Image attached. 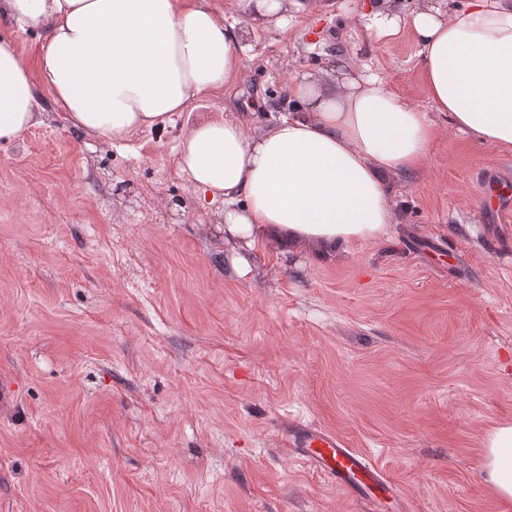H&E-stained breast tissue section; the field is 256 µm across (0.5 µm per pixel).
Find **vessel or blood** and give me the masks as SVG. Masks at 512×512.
I'll return each mask as SVG.
<instances>
[{
	"label": "vessel or blood",
	"mask_w": 512,
	"mask_h": 512,
	"mask_svg": "<svg viewBox=\"0 0 512 512\" xmlns=\"http://www.w3.org/2000/svg\"><path fill=\"white\" fill-rule=\"evenodd\" d=\"M280 442L290 455L360 498L389 491L385 472L340 437L301 421H282Z\"/></svg>",
	"instance_id": "b4317fda"
}]
</instances>
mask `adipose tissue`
<instances>
[{
    "label": "adipose tissue",
    "instance_id": "adipose-tissue-1",
    "mask_svg": "<svg viewBox=\"0 0 512 512\" xmlns=\"http://www.w3.org/2000/svg\"><path fill=\"white\" fill-rule=\"evenodd\" d=\"M250 23L285 26L310 0H244ZM0 23L44 33L36 67L0 38V139L42 123L46 89L63 123L111 145L166 128L192 98L223 88L239 70L248 25L213 0H0ZM430 100L450 125L512 153V0H468L449 12L415 11ZM294 109L254 133L236 115L186 124L176 167L199 192L223 199L224 232L253 244L260 231L286 240L349 246L386 235L396 216L388 177L418 170L438 134L419 110L374 75L288 82ZM482 472L512 505V423L482 439Z\"/></svg>",
    "mask_w": 512,
    "mask_h": 512
}]
</instances>
